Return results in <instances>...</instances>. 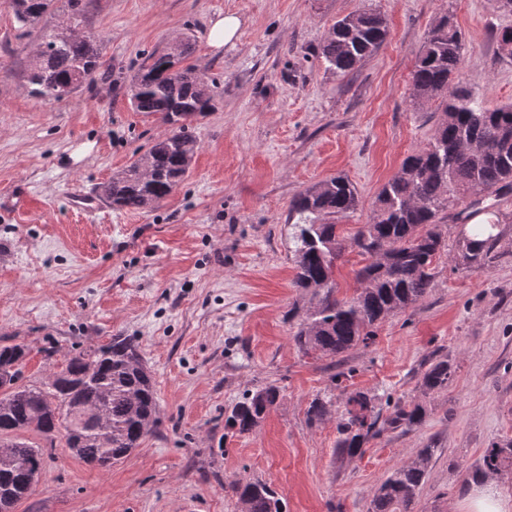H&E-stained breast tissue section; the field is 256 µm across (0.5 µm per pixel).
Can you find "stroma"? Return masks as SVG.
Masks as SVG:
<instances>
[{"mask_svg": "<svg viewBox=\"0 0 512 512\" xmlns=\"http://www.w3.org/2000/svg\"><path fill=\"white\" fill-rule=\"evenodd\" d=\"M360 9L383 15L390 36L339 77L317 50ZM225 14L242 24L215 50L208 26ZM445 16L464 37L463 79L489 105L511 102L512 60L495 34L512 13L493 0H98L86 27L112 70L58 101L31 94L36 39L0 0V345L28 346L24 377L37 383L66 357L128 336L158 393L157 430L140 448L99 470L57 440L14 512H240L237 479L271 485L286 512H371L380 482L430 442L438 452L416 512H458L484 449L512 439V222L479 269L454 261L470 225L442 224L427 297L332 360L291 339L311 300L294 286L288 252L292 197L345 175L360 206L339 220L336 296L355 294L364 260L352 239L438 121L437 104L412 106L410 72ZM185 34L193 62L223 89L192 123L187 178L152 208L71 209L70 188L98 196L165 132L159 116L130 108L126 87L145 53ZM435 357L454 374L426 395L419 381ZM268 384L281 400L261 427L227 428L230 405ZM356 390L374 394L382 414L415 400L428 417L337 458V423ZM317 398L327 413L312 421Z\"/></svg>", "mask_w": 512, "mask_h": 512, "instance_id": "obj_1", "label": "stroma"}]
</instances>
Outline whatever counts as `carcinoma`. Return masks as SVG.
<instances>
[{
    "label": "carcinoma",
    "instance_id": "obj_1",
    "mask_svg": "<svg viewBox=\"0 0 512 512\" xmlns=\"http://www.w3.org/2000/svg\"><path fill=\"white\" fill-rule=\"evenodd\" d=\"M55 0H13L23 27L38 29L40 55L26 72L30 92L60 100L91 86L109 66L97 38L83 31L97 0H66V24L38 27L53 12ZM388 37L384 17L358 10L332 25L319 57L338 75H348L375 55ZM194 50L186 36L149 53L127 87L136 112L157 114L168 126L163 137L102 187L114 207L137 211L157 204L184 181L198 149L186 117L214 110L222 96L216 80L189 62ZM462 33L443 17L427 33L411 71L415 107L439 102L438 124L422 148L408 155L383 186L368 224L354 237L369 262L356 273L360 288L350 299L336 297V262L345 250L336 220L359 206L355 186L343 176L327 178L296 195L288 208L293 226L290 248L294 283L312 294L315 304L293 333L304 353L336 358L367 343L387 317L425 299L433 288V263L442 248L439 224H466L487 215L464 241L459 264L481 268L498 241L503 223L498 201L512 196V102L489 107L482 93L460 76ZM28 348L0 346V445L14 451V463L0 465V512H12L28 496L22 466L41 472L58 437L85 464L106 470L127 458L156 431L158 396L140 354L139 344L114 336L106 345L80 351L50 370L38 384L23 383ZM452 366L435 359L422 373L426 393L448 387ZM281 398L280 388L266 385L236 402L225 425L240 434L256 431ZM427 409L416 402L395 405L386 416L375 396L350 394L339 422L338 453L359 455L367 441L383 431L405 433L420 426ZM34 432L45 441L24 437ZM437 449H420L394 468L372 499L371 512H415L421 487ZM512 466V440L484 450L475 477L498 474ZM248 512H285L270 485L238 480L231 485Z\"/></svg>",
    "mask_w": 512,
    "mask_h": 512
}]
</instances>
